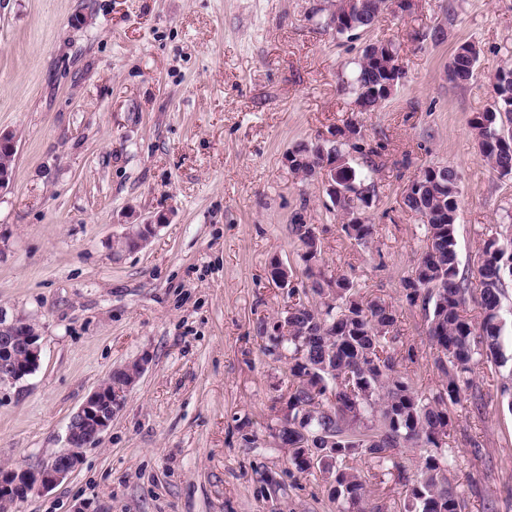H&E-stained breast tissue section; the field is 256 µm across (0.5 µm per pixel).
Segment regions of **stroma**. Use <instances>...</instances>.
Instances as JSON below:
<instances>
[{
	"mask_svg": "<svg viewBox=\"0 0 512 512\" xmlns=\"http://www.w3.org/2000/svg\"><path fill=\"white\" fill-rule=\"evenodd\" d=\"M322 2L0 0V128L17 140L0 191V311L34 324L41 345L32 375L0 383V466L51 460L89 393L144 363L79 467L12 512H336L321 476L298 473L268 431L288 363L257 327L288 300L271 262L301 264L298 213L319 229L326 272L398 308L418 389L438 385L424 312L400 293L426 246L402 195L426 167L457 169L465 269L512 226V178L480 159L469 125L512 65V0H417L344 34ZM376 41L398 47L405 77L359 112L341 77ZM466 42L479 59L459 85L448 61ZM352 119L377 151L366 247L321 182L285 163ZM154 218L144 248L117 249L127 225ZM475 378L486 407L479 419L469 401L457 408L455 483L470 512H512V413L490 373Z\"/></svg>",
	"mask_w": 512,
	"mask_h": 512,
	"instance_id": "35a3bbf8",
	"label": "stroma"
}]
</instances>
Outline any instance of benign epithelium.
<instances>
[{"label": "benign epithelium", "mask_w": 512, "mask_h": 512, "mask_svg": "<svg viewBox=\"0 0 512 512\" xmlns=\"http://www.w3.org/2000/svg\"><path fill=\"white\" fill-rule=\"evenodd\" d=\"M315 178L321 180L329 191H336V163L323 159L314 168ZM154 224L148 222L128 230L134 238V247H144L153 232ZM28 323L16 319L0 325V351L6 353L11 346L10 336L19 329L28 336L27 358L22 366L0 372V383H16L31 375L39 365V334L27 329ZM144 370V363H136V373L128 380L116 384L110 382L97 386L72 415L67 426V444L70 450L54 456L46 464L36 468L0 470V494L7 493L17 501L25 500L37 492H47L66 479L81 463L79 449L96 444L107 431L112 419L125 406L127 396Z\"/></svg>", "instance_id": "1"}]
</instances>
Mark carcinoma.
<instances>
[{
  "label": "carcinoma",
  "mask_w": 512,
  "mask_h": 512,
  "mask_svg": "<svg viewBox=\"0 0 512 512\" xmlns=\"http://www.w3.org/2000/svg\"><path fill=\"white\" fill-rule=\"evenodd\" d=\"M385 9L386 0H363L352 30L371 28ZM462 47L466 54L455 53L448 62V79L457 84L473 77L479 54L473 43ZM398 60L391 43L367 45L343 81L354 103L380 108L389 98L384 93L389 67ZM497 80L492 106L475 115L470 128L482 159L500 176L511 177L512 67L499 69ZM321 153L318 145L297 147L290 151V170L313 176L309 159ZM333 153L346 163L336 170V184L344 193L330 199L332 209L345 220L346 235L365 246L373 235L365 213L374 198L375 168L355 138L336 141ZM354 153L365 158L359 170L348 163ZM420 176L422 182L410 187L402 204L421 216L426 248L401 280V294L408 305L419 304L425 311L428 338L437 350L436 390L418 391L409 373L400 370L416 355L400 348L398 310L379 298L363 300L362 286L348 274L325 279L314 224L292 219L289 229L301 246L305 281L288 289L287 309L257 328L266 340L265 351L288 360V418L276 416L268 426L270 436L288 449L298 472L321 474L337 512H385L362 463L402 487L400 512H466L464 493L452 484L457 460L448 448L456 406L467 396L481 410L484 394L473 379L474 369H498L507 362L502 339L512 332V321L503 314V300L506 281L512 280V236L484 241L476 266L460 272L455 227L460 176L448 165L428 167ZM474 280L476 288L471 287ZM471 303L479 309L477 321L466 314ZM285 316L288 333H273L277 318ZM13 341L11 353L0 356L3 367L26 360V337L16 335ZM403 448L422 449L412 472L402 461Z\"/></svg>",
  "instance_id": "carcinoma-1"
}]
</instances>
